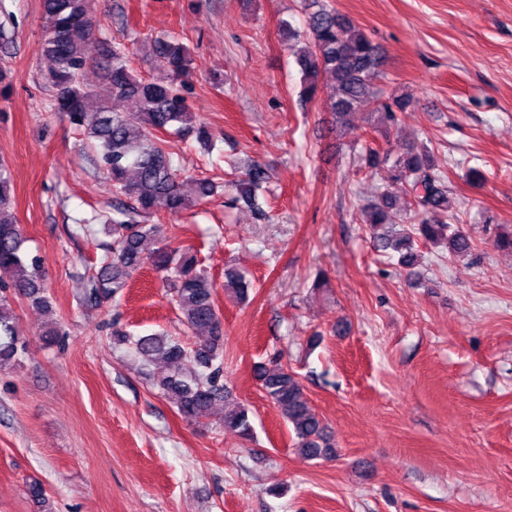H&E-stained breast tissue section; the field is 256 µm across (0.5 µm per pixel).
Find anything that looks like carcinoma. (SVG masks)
<instances>
[{
  "instance_id": "1",
  "label": "carcinoma",
  "mask_w": 512,
  "mask_h": 512,
  "mask_svg": "<svg viewBox=\"0 0 512 512\" xmlns=\"http://www.w3.org/2000/svg\"><path fill=\"white\" fill-rule=\"evenodd\" d=\"M305 8L309 9L306 31L288 27L284 37L288 41L306 38L296 58L306 97H315L319 79L326 78L332 81L328 108L333 126L371 102L376 127H391L396 112L405 110L411 99L380 95L376 88L382 75L378 47L327 0H305ZM41 14L40 53L46 66L40 77L54 93V111L65 114L94 143L112 183V214L103 216L104 229L112 234V249L85 278L83 302L112 305L146 263L161 274L187 325L193 330L205 328L208 335L196 336L188 345L160 332L134 337L115 328L112 337L130 345L142 366L164 365L165 373L154 379L153 386L174 401L183 419L197 421L216 402L225 403L230 397L224 384V335L215 285L195 255L168 242L148 254L142 248L144 241L158 234L159 225L151 223L152 218L162 212L179 214L192 205L159 135L194 132L205 150L214 148V136L203 126H193V113L184 96L193 64L190 49L171 37L146 38L144 54L159 69L157 77L146 79L131 67L125 47L112 46L100 64L111 97L91 110L92 91L84 77L92 65L88 47L96 40L98 26L92 0H41ZM129 99L135 102L130 111L114 105ZM364 156L369 168L387 171L392 181L404 186L406 209L418 215L415 224L400 223L397 200L387 190L360 207L356 220L371 231L378 249L398 253L399 263L409 269L419 259L414 249L417 239L425 245H443L451 255L471 253V239L459 227L461 217L452 207L444 173L431 150L408 146L394 155L367 144ZM268 179L263 166L252 165L245 179L235 185L231 205L244 206L256 218H263L258 191ZM11 206L10 171L0 162V370L18 366L28 351V338L19 328L14 305L22 303L47 313L53 310L42 259L25 249ZM224 289L245 300L251 283L239 270L227 267ZM255 377L291 425L296 450L312 459L331 456L332 445L322 421L311 411L297 378L281 365L266 364L255 368ZM222 425L243 439L252 435L248 409L239 403L225 407Z\"/></svg>"
}]
</instances>
